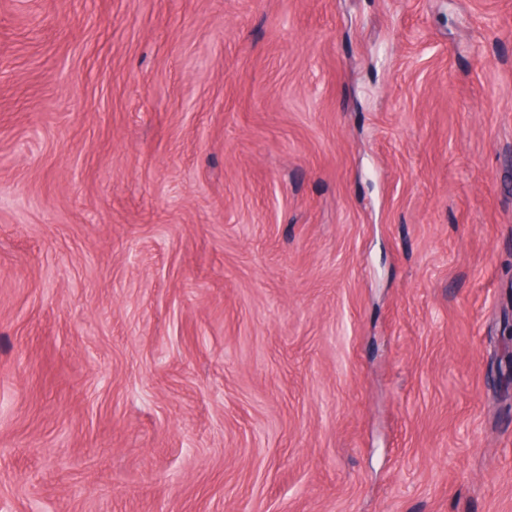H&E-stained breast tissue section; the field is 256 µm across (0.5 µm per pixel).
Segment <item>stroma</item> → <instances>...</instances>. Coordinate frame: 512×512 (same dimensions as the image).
I'll return each mask as SVG.
<instances>
[{
  "instance_id": "stroma-1",
  "label": "stroma",
  "mask_w": 512,
  "mask_h": 512,
  "mask_svg": "<svg viewBox=\"0 0 512 512\" xmlns=\"http://www.w3.org/2000/svg\"><path fill=\"white\" fill-rule=\"evenodd\" d=\"M512 0H0V512H512Z\"/></svg>"
}]
</instances>
